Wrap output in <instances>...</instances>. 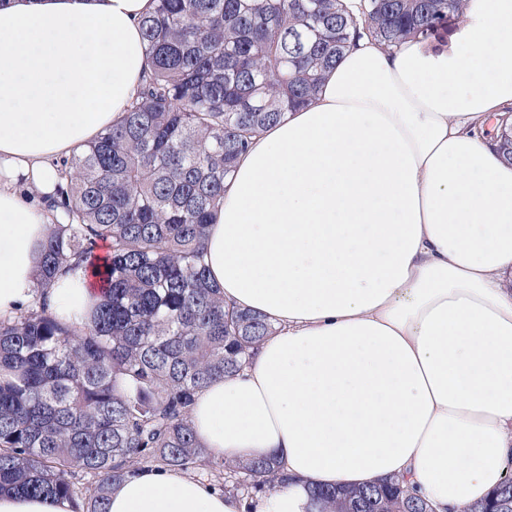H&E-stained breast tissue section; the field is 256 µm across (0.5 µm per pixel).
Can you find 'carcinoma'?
<instances>
[{
    "label": "carcinoma",
    "instance_id": "carcinoma-1",
    "mask_svg": "<svg viewBox=\"0 0 512 512\" xmlns=\"http://www.w3.org/2000/svg\"><path fill=\"white\" fill-rule=\"evenodd\" d=\"M462 0H156L140 26L148 67L122 117L63 162L69 216L43 245L37 287L84 267L100 296L84 328L40 303L0 321V491L108 512L131 463L206 466L239 490L288 484L266 459L208 456L190 421L199 391L242 370L273 332L224 303L206 231L251 141L307 104L352 41L435 35ZM88 484L78 486V476ZM314 512H432L392 484L312 492ZM495 501L472 512H500Z\"/></svg>",
    "mask_w": 512,
    "mask_h": 512
}]
</instances>
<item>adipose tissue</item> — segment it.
Instances as JSON below:
<instances>
[{"label": "adipose tissue", "instance_id": "obj_1", "mask_svg": "<svg viewBox=\"0 0 512 512\" xmlns=\"http://www.w3.org/2000/svg\"><path fill=\"white\" fill-rule=\"evenodd\" d=\"M154 0H0V320L47 301L90 321L81 270L35 272L59 163L122 115ZM512 0H464L447 42L362 38L318 96L256 138L205 263L275 331L191 419L212 457L295 482L248 499L146 465L109 512H305L312 488L404 480L466 512L512 473Z\"/></svg>", "mask_w": 512, "mask_h": 512}]
</instances>
